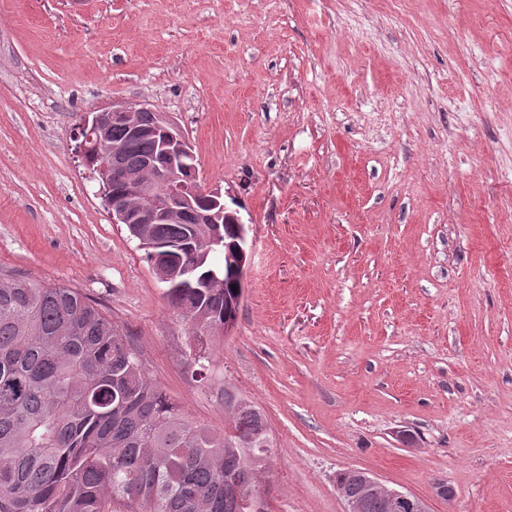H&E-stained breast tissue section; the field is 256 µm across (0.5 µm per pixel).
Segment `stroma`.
Listing matches in <instances>:
<instances>
[{
	"mask_svg": "<svg viewBox=\"0 0 512 512\" xmlns=\"http://www.w3.org/2000/svg\"><path fill=\"white\" fill-rule=\"evenodd\" d=\"M115 101L170 113L248 226L211 373L271 430L268 512H344L348 469L512 512V0H0V270L82 290L220 432L75 152Z\"/></svg>",
	"mask_w": 512,
	"mask_h": 512,
	"instance_id": "35a3bbf8",
	"label": "stroma"
}]
</instances>
